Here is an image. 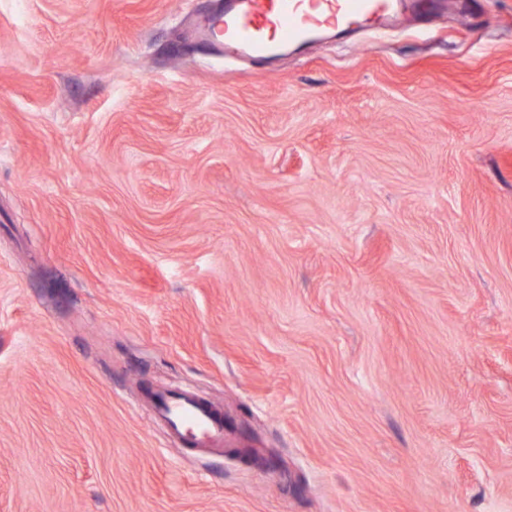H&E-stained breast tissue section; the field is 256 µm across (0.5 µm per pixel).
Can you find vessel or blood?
Returning <instances> with one entry per match:
<instances>
[{"label":"vessel or blood","instance_id":"obj_1","mask_svg":"<svg viewBox=\"0 0 512 512\" xmlns=\"http://www.w3.org/2000/svg\"><path fill=\"white\" fill-rule=\"evenodd\" d=\"M399 8L398 0H238L232 10L216 9L200 29L214 50L262 57L360 17L392 20ZM154 410L173 434L196 446L224 440L222 414L191 394L156 392Z\"/></svg>","mask_w":512,"mask_h":512}]
</instances>
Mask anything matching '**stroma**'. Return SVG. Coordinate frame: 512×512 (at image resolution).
Listing matches in <instances>:
<instances>
[{
    "label": "stroma",
    "instance_id": "obj_1",
    "mask_svg": "<svg viewBox=\"0 0 512 512\" xmlns=\"http://www.w3.org/2000/svg\"><path fill=\"white\" fill-rule=\"evenodd\" d=\"M213 7L0 0V512H512V0ZM230 11L219 4L200 24L208 45L256 57L306 41L323 31L341 30L360 17L394 19L398 0H238ZM156 418L182 440L191 437L203 447L224 441V417L212 405L188 393L158 391L154 395Z\"/></svg>",
    "mask_w": 512,
    "mask_h": 512
}]
</instances>
